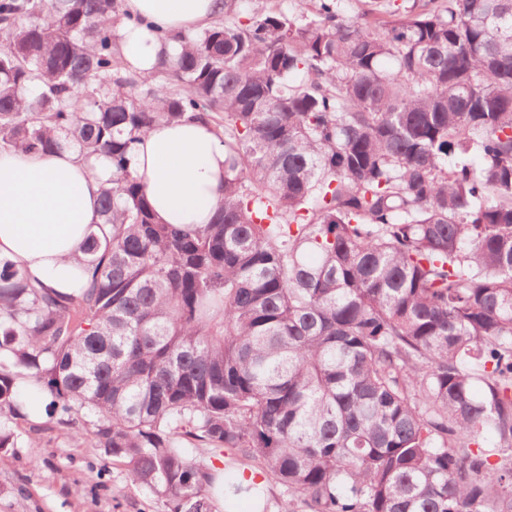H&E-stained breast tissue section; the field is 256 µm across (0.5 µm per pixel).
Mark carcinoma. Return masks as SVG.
<instances>
[{
  "label": "carcinoma",
  "instance_id": "1",
  "mask_svg": "<svg viewBox=\"0 0 512 512\" xmlns=\"http://www.w3.org/2000/svg\"><path fill=\"white\" fill-rule=\"evenodd\" d=\"M296 4L152 79L121 0H0V148L111 169L76 288L0 257V416L33 379L168 512L260 490L192 448L308 512H512V0ZM184 118L224 200L182 228L131 156Z\"/></svg>",
  "mask_w": 512,
  "mask_h": 512
}]
</instances>
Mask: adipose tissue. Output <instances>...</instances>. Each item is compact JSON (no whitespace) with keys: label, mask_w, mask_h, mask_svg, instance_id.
Masks as SVG:
<instances>
[{"label":"adipose tissue","mask_w":512,"mask_h":512,"mask_svg":"<svg viewBox=\"0 0 512 512\" xmlns=\"http://www.w3.org/2000/svg\"><path fill=\"white\" fill-rule=\"evenodd\" d=\"M129 21L119 35L122 57L149 76L170 63L180 44L159 32L190 31L222 15L224 0H122ZM147 197L166 224H205L224 197V147L198 122L159 125L134 159ZM105 164L76 152L31 155L0 149V256L26 267L45 286L73 288L75 258L98 219Z\"/></svg>","instance_id":"1"}]
</instances>
